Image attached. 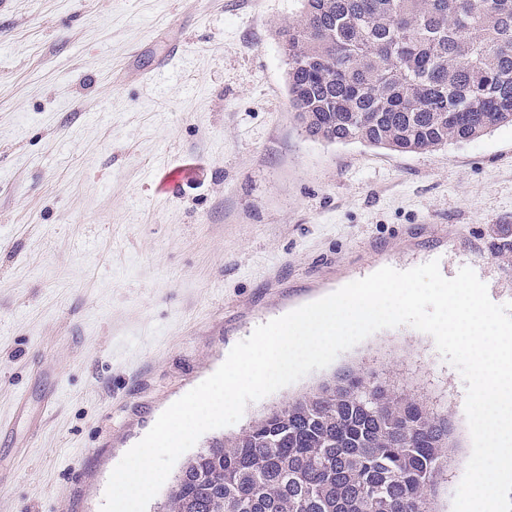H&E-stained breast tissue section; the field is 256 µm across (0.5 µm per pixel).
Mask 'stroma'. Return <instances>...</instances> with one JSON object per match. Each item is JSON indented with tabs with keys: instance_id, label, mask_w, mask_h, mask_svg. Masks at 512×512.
<instances>
[{
	"instance_id": "1",
	"label": "stroma",
	"mask_w": 512,
	"mask_h": 512,
	"mask_svg": "<svg viewBox=\"0 0 512 512\" xmlns=\"http://www.w3.org/2000/svg\"><path fill=\"white\" fill-rule=\"evenodd\" d=\"M302 0H0V512H100L123 455L256 327L389 266L472 268L512 302V126L396 152L309 136L279 25ZM181 45L167 58L172 45ZM448 411L433 338L382 329L261 400L346 370Z\"/></svg>"
}]
</instances>
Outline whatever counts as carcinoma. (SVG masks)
<instances>
[{
    "mask_svg": "<svg viewBox=\"0 0 512 512\" xmlns=\"http://www.w3.org/2000/svg\"><path fill=\"white\" fill-rule=\"evenodd\" d=\"M308 135L432 151L512 125V0H304L278 31ZM448 415L345 371L214 438L163 512H437Z\"/></svg>",
    "mask_w": 512,
    "mask_h": 512,
    "instance_id": "cac0c4a2",
    "label": "carcinoma"
}]
</instances>
